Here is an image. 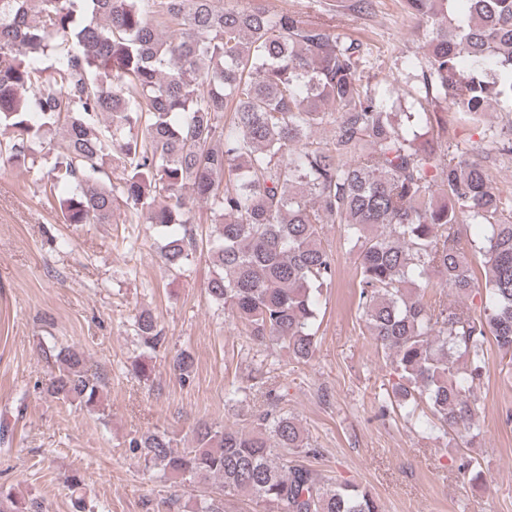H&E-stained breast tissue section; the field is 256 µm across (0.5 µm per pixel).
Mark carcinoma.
I'll return each mask as SVG.
<instances>
[{"instance_id": "obj_1", "label": "carcinoma", "mask_w": 512, "mask_h": 512, "mask_svg": "<svg viewBox=\"0 0 512 512\" xmlns=\"http://www.w3.org/2000/svg\"><path fill=\"white\" fill-rule=\"evenodd\" d=\"M404 2L424 39L425 100L473 125L493 104L512 109V0ZM362 60L361 44L327 22L270 14L261 0H0L4 153L45 166L54 194L71 191L60 201L66 224H110L123 209L128 223L167 231L169 270L205 250L209 299L253 343L276 341L299 363L315 353L321 297L336 280L324 226L338 225L357 257L360 318L394 376L382 410L420 412L427 429L472 444L488 337L512 355V195L469 149L434 148L416 116L440 133L447 124L425 108L398 112L393 91L362 83ZM326 126L331 137H317ZM189 196L217 235L197 238ZM470 224L483 229L479 279L460 246ZM435 277L459 296L478 293L480 310L425 299ZM135 328L146 350L162 346L150 312ZM53 357L46 395L96 409L100 380L84 356L63 347ZM172 366L191 378L187 352ZM285 402L270 389L251 428L204 424L180 450L164 430L129 447L163 479L220 483L190 508L165 501L167 512H227L236 496L265 512H380L356 485L288 465L317 448ZM456 463L483 481L476 458ZM81 486L65 478L77 512ZM0 512L43 506L1 486Z\"/></svg>"}]
</instances>
